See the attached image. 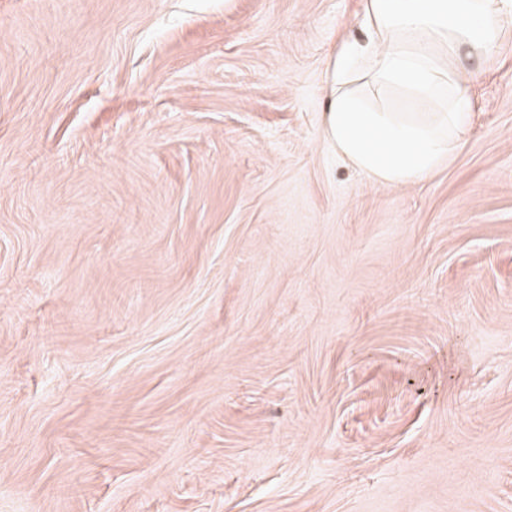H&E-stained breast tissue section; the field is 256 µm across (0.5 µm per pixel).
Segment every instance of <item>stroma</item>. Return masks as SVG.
<instances>
[{"label": "stroma", "instance_id": "1", "mask_svg": "<svg viewBox=\"0 0 512 512\" xmlns=\"http://www.w3.org/2000/svg\"><path fill=\"white\" fill-rule=\"evenodd\" d=\"M363 0H0V512H512V35L375 184Z\"/></svg>", "mask_w": 512, "mask_h": 512}]
</instances>
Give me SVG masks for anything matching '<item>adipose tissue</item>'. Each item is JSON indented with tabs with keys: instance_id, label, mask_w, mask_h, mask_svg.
Returning a JSON list of instances; mask_svg holds the SVG:
<instances>
[{
	"instance_id": "adipose-tissue-1",
	"label": "adipose tissue",
	"mask_w": 512,
	"mask_h": 512,
	"mask_svg": "<svg viewBox=\"0 0 512 512\" xmlns=\"http://www.w3.org/2000/svg\"><path fill=\"white\" fill-rule=\"evenodd\" d=\"M362 28L326 64L325 135L379 184L425 179L472 121L460 57L484 56L512 32V0H366ZM362 79L397 90L401 106L369 103Z\"/></svg>"
}]
</instances>
